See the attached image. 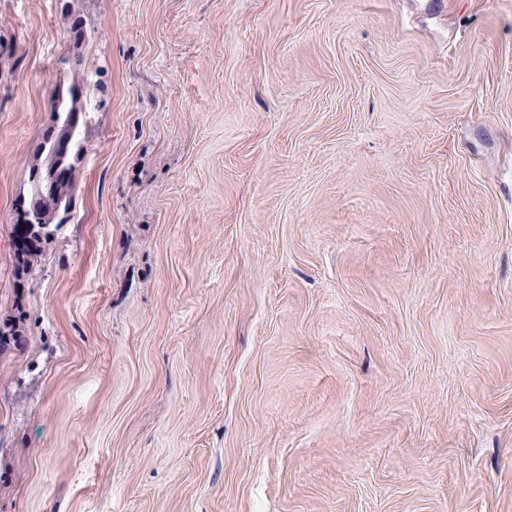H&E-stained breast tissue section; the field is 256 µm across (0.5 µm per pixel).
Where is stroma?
<instances>
[{"instance_id":"obj_1","label":"stroma","mask_w":512,"mask_h":512,"mask_svg":"<svg viewBox=\"0 0 512 512\" xmlns=\"http://www.w3.org/2000/svg\"><path fill=\"white\" fill-rule=\"evenodd\" d=\"M0 334V512H512V0H0ZM63 97L64 106L67 112H64L63 117L58 121V130H48L42 135V141L40 147L43 152H46L49 156L52 145L55 144L62 148V141L66 139L70 142L71 147L74 150V154L81 157L84 151L87 149L86 140L84 133L81 131L79 126V119H77L76 112L71 108L70 101L64 98L63 94H59L54 101V112L57 101ZM72 156L74 155L69 154L58 162L53 192L49 191L54 186V171L46 174L43 179L48 190L45 191L38 175V171L42 170L35 166L30 169V202L23 214V223L18 224L19 230L14 242L17 265L29 269L30 272L33 271V258L39 253L40 244L50 237L54 226L61 224V218L57 219L61 212H67L65 207H72L76 172L75 164L70 160Z\"/></svg>"}]
</instances>
